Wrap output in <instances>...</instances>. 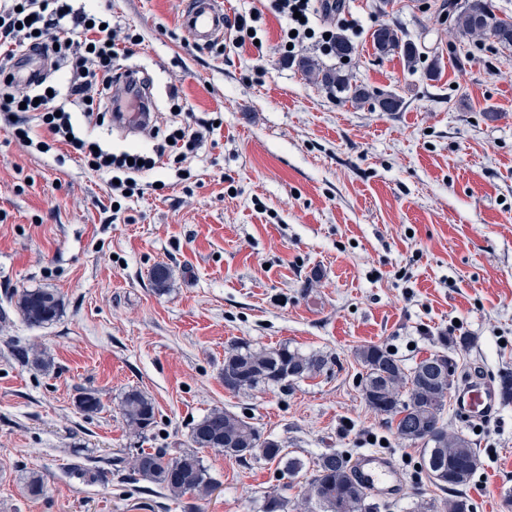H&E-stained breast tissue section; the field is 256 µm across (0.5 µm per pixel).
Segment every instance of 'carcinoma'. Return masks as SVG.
I'll use <instances>...</instances> for the list:
<instances>
[{"label":"carcinoma","mask_w":512,"mask_h":512,"mask_svg":"<svg viewBox=\"0 0 512 512\" xmlns=\"http://www.w3.org/2000/svg\"><path fill=\"white\" fill-rule=\"evenodd\" d=\"M448 19L463 40L478 38L504 48L512 46V22L492 17L486 0H467L462 10L448 8ZM373 46L382 56L399 54L412 67L419 58L417 47L403 40L398 30L383 23L372 32ZM299 71L326 90H336L355 104L371 102L382 112H397L402 100L396 95L374 91L351 82L348 74L328 69L308 56L298 62ZM172 278L171 269L154 266L151 280L155 290L164 293ZM15 306L31 325L51 323L60 317L63 303L60 294L49 288H34L19 294ZM13 355L20 363L38 371H47L52 359L45 351L16 347ZM357 356L365 373L361 380L362 395L376 413L396 421L398 437L410 444H423L422 466L430 480L450 492L435 505L416 504L414 512H472V503L462 491L479 465L472 441L460 433H450L442 422V413L450 394L448 378H458V364L445 352H435L406 368L390 351L367 345ZM328 360L325 356L304 354L286 344L256 349L235 347L224 352V388L232 393L251 391L260 385L289 386L320 371ZM76 407L86 416L98 413L101 400L92 390H84L76 398ZM127 424L142 433L155 423V406L151 398L137 388L129 389L122 399ZM190 449L141 448L127 457L115 454L100 459L103 466L90 474L95 482L105 473L115 472L134 482L155 485L176 500L191 495L204 499L211 495L212 484L198 450L218 449L224 455L244 460L264 459L285 462L289 475L299 474L305 464L289 456L286 446L270 438H262L246 418L224 409H213L193 423L188 432ZM48 489L47 477L31 471L24 478V491L39 498ZM303 497L315 504L318 512H368V491L353 477V464L341 451L321 454L314 462Z\"/></svg>","instance_id":"1"}]
</instances>
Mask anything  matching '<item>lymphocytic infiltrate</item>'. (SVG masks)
<instances>
[{"mask_svg":"<svg viewBox=\"0 0 512 512\" xmlns=\"http://www.w3.org/2000/svg\"><path fill=\"white\" fill-rule=\"evenodd\" d=\"M274 12L288 20L284 46L300 49L314 45L331 53L330 28L315 27V12L335 18L337 28L359 33L355 21L344 11V0H271ZM104 14L74 6L72 0H0V112L6 113L15 140L22 146L46 149L48 142L68 144L91 171L114 178L116 196L141 194V171L155 168L171 157L185 162L203 145L215 123L211 120L163 132L150 126L155 144L149 155L115 153L93 149L83 134L81 119L105 122L117 112H149L153 105L132 71H120L114 61L123 47L135 45L133 32L108 26ZM35 52L49 63L55 75L52 85L22 84L14 77L17 58ZM44 128L49 140H40L36 130Z\"/></svg>","mask_w":512,"mask_h":512,"instance_id":"1","label":"lymphocytic infiltrate"}]
</instances>
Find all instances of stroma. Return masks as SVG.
Listing matches in <instances>:
<instances>
[{"mask_svg":"<svg viewBox=\"0 0 512 512\" xmlns=\"http://www.w3.org/2000/svg\"><path fill=\"white\" fill-rule=\"evenodd\" d=\"M221 2L226 19L256 16L255 39L197 46L184 0H100L113 25L144 37L116 64L149 79L160 127L176 109L220 120L190 179L149 171L116 213L106 177L69 147L26 150L0 121V512H263L270 494L305 512L303 477L212 449L199 455L217 489L198 502L64 469L185 448L191 421L215 408L308 465L330 450L391 456L403 492L370 496L371 510L413 512L445 493L421 445L365 403L357 350L379 345L410 368L445 349L492 384L512 371V47L460 42L444 0H346L361 27L352 55L307 54L401 97L382 112L309 82L284 55L288 21L268 0ZM383 21L418 48L414 67L376 53ZM158 264L173 270L163 294L150 278ZM30 288L62 296L56 321L31 326L10 306ZM446 336L469 342L446 348ZM237 341L328 363L290 387L235 394L222 369ZM18 344L46 350L52 369L19 364ZM84 388L102 402L90 417L75 406ZM132 388L155 405L141 434L121 408ZM443 420L479 452L474 512H512V403L478 429L449 405ZM31 470L46 475V496L24 495Z\"/></svg>","mask_w":512,"mask_h":512,"instance_id":"1","label":"stroma"}]
</instances>
